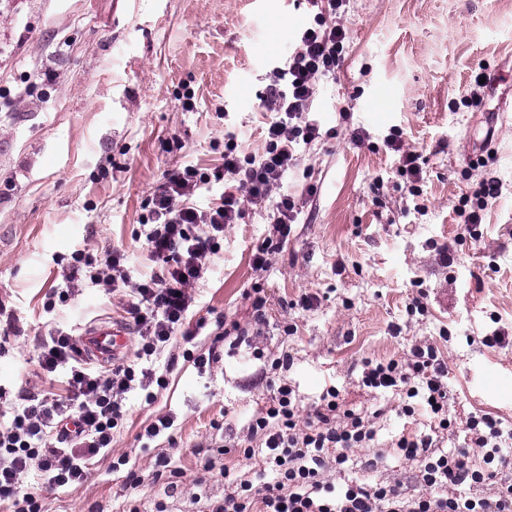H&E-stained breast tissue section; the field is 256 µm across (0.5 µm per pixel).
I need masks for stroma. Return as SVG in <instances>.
<instances>
[{"label":"stroma","instance_id":"stroma-1","mask_svg":"<svg viewBox=\"0 0 512 512\" xmlns=\"http://www.w3.org/2000/svg\"><path fill=\"white\" fill-rule=\"evenodd\" d=\"M315 12L311 0H0V410L67 395L65 371L38 365L43 336L129 317L125 288L60 300L73 252L121 250L131 280L149 276L143 202L167 174L219 163L228 131L262 152L273 115L260 99ZM332 20L347 40L335 77L317 84L321 136L283 184L317 188L299 224L261 271L252 253L273 232V202L225 226L190 311L205 328L173 335L159 356L165 387L150 402L129 394L82 483L35 484L42 512H203L231 490L249 421L272 394L255 371L286 355L272 377L294 386L303 410L333 384L373 418L370 446L329 473L336 485L415 489L418 464L396 441L429 433L431 415L405 416L404 396L369 393L359 379L365 362L403 359L417 341L438 346L448 367L440 450L463 447L475 414L512 431V114L496 115L500 98L512 102V0H346ZM33 71L43 83L28 94ZM394 128L420 157V194L384 143ZM491 177L501 193L476 239L456 206ZM421 289L426 313H408ZM495 331L502 343L487 345ZM163 416L172 428L147 439Z\"/></svg>","mask_w":512,"mask_h":512}]
</instances>
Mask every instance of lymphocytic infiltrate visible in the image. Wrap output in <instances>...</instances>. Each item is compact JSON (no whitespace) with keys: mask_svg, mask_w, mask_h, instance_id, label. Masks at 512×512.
<instances>
[{"mask_svg":"<svg viewBox=\"0 0 512 512\" xmlns=\"http://www.w3.org/2000/svg\"><path fill=\"white\" fill-rule=\"evenodd\" d=\"M343 0H321L313 24L298 36L284 68L275 73L265 102L275 114L258 154H241L234 133L224 136L221 164L201 169L185 166L169 174L148 198L143 223L148 250L160 265L150 279L130 282L124 272L127 256L111 251L96 259L84 252L73 256L66 277L67 290L81 278L104 292L130 286L135 301L129 312L143 344L142 355L152 356L174 333L193 339L188 311L191 294L201 279L226 225L238 223L246 205L274 200L273 229L278 243L287 242L299 214L293 194L280 186L293 166L299 145L320 135L312 119V100L319 78L335 75L346 34L330 23ZM220 194H213V187ZM207 203H200L202 193ZM39 364L47 372L67 368V397L30 399L0 422V502L11 501L13 512H41L42 505L29 483L32 478L63 488L81 482L90 459L112 446V432L122 417L125 394L148 389L152 368L127 364L102 372L80 357L70 332L56 329L41 345ZM361 384L374 393L402 391L421 398L426 410L448 427V371L433 344H412L404 360L366 363ZM340 392L329 388L308 413L301 415L294 388L280 381L261 412L248 426L249 439L259 441L263 464L275 472L274 482L254 489L250 481L223 499L209 502L207 512H512V483H498L486 497L464 494L512 465V450L500 423L483 414L470 417L466 447L444 452L432 435H403L396 446L417 461L419 475L413 493L397 482L354 479L336 488L324 473L342 469L348 452L367 447L374 438L369 418L342 408ZM480 455L483 468L470 463Z\"/></svg>","mask_w":512,"mask_h":512,"instance_id":"obj_1","label":"lymphocytic infiltrate"}]
</instances>
